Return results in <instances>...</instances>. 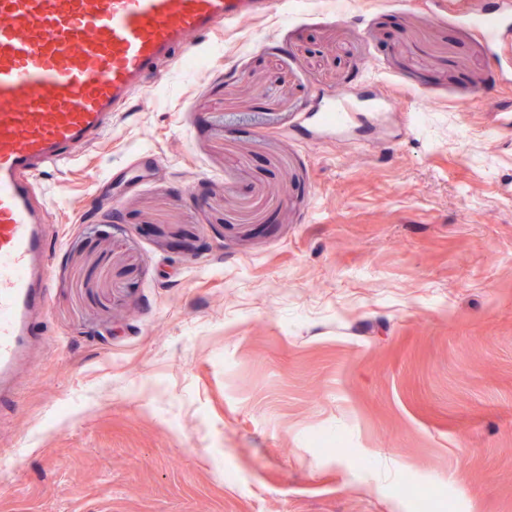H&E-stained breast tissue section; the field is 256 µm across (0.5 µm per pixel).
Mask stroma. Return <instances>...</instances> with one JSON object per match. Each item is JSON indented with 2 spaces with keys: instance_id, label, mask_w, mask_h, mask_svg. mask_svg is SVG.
Listing matches in <instances>:
<instances>
[{
  "instance_id": "1",
  "label": "stroma",
  "mask_w": 512,
  "mask_h": 512,
  "mask_svg": "<svg viewBox=\"0 0 512 512\" xmlns=\"http://www.w3.org/2000/svg\"><path fill=\"white\" fill-rule=\"evenodd\" d=\"M161 70L46 177L0 512H512V82L482 38L448 0H273ZM381 88L377 126L300 124Z\"/></svg>"
}]
</instances>
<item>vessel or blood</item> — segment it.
<instances>
[{
  "mask_svg": "<svg viewBox=\"0 0 512 512\" xmlns=\"http://www.w3.org/2000/svg\"><path fill=\"white\" fill-rule=\"evenodd\" d=\"M269 0H0V391L39 341L50 239L40 181L99 141L160 62ZM461 14L512 78V0H473ZM383 102L341 94L310 118L326 131Z\"/></svg>",
  "mask_w": 512,
  "mask_h": 512,
  "instance_id": "1",
  "label": "vessel or blood"
}]
</instances>
